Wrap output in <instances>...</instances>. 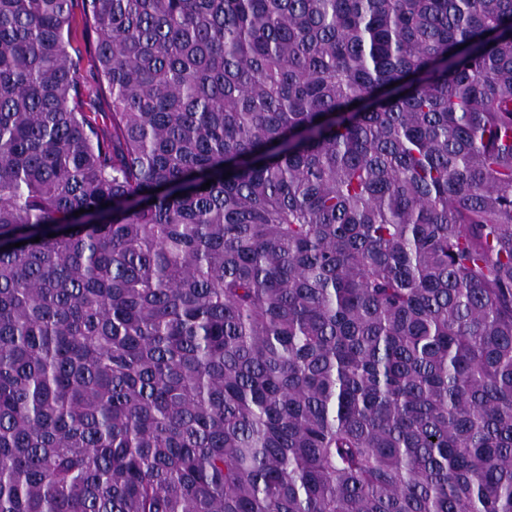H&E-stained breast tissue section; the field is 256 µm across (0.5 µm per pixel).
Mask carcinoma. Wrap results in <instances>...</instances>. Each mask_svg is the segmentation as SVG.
<instances>
[{
  "mask_svg": "<svg viewBox=\"0 0 512 512\" xmlns=\"http://www.w3.org/2000/svg\"><path fill=\"white\" fill-rule=\"evenodd\" d=\"M0 512H512V0H0Z\"/></svg>",
  "mask_w": 512,
  "mask_h": 512,
  "instance_id": "carcinoma-1",
  "label": "carcinoma"
}]
</instances>
